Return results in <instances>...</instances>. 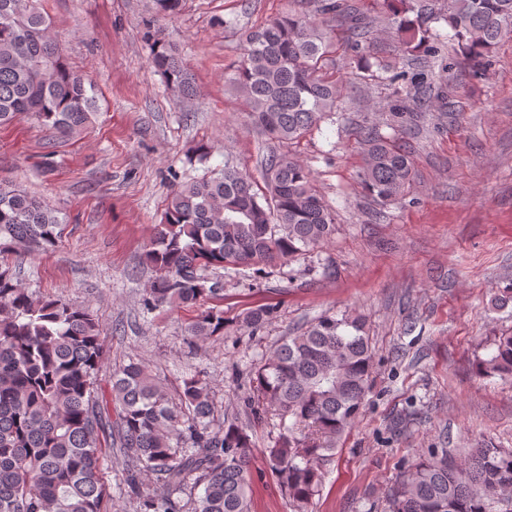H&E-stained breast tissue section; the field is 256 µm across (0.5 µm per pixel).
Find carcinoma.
Wrapping results in <instances>:
<instances>
[{"mask_svg":"<svg viewBox=\"0 0 512 512\" xmlns=\"http://www.w3.org/2000/svg\"><path fill=\"white\" fill-rule=\"evenodd\" d=\"M383 0L387 16L365 17L352 0H291L288 11L249 32L225 86L242 98L268 140L297 144L335 114L346 89L328 72L335 26L360 59L377 49L378 31L412 57L434 58L443 43L430 23H445L461 56L481 71L483 59L512 36V0ZM43 0H0V126L25 114L63 137L81 134L100 110L94 86L71 68L53 40ZM150 61L180 101L197 90L172 42L153 35ZM360 180L386 204L414 178L407 147L376 126L359 131ZM264 189L224 162L217 175L173 190L146 259L155 277L142 299L151 313L223 298L208 268L239 265L265 278L280 260L302 256L335 231L309 168L289 153L264 160ZM62 236L55 211L0 182V512H111L103 460L117 448L135 464L126 494L137 512H251L253 449L247 430L221 419L205 376L167 388L138 359L102 385L101 319L86 308L36 297L8 257L53 250ZM276 314L246 311L242 326L259 330ZM224 311H201L187 328L193 342L224 335ZM479 362L486 374L512 380V334L495 338ZM372 351L360 316L325 314L252 368L246 406L253 419L279 418L264 449L266 463L294 512H305L322 487V462L359 414L369 390ZM512 504V450L486 443L457 462L433 453L408 467L390 493V512H488Z\"/></svg>","mask_w":512,"mask_h":512,"instance_id":"cac0c4a2","label":"carcinoma"}]
</instances>
